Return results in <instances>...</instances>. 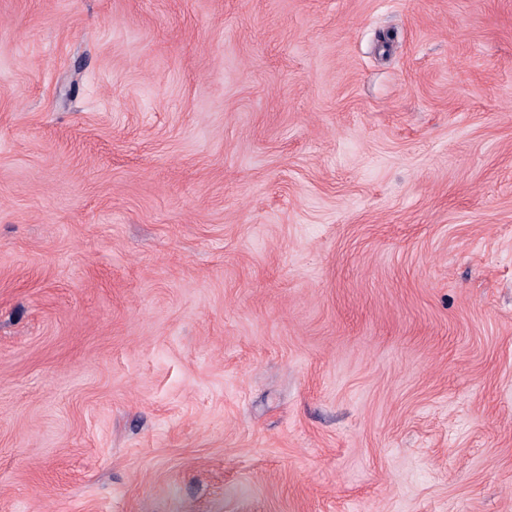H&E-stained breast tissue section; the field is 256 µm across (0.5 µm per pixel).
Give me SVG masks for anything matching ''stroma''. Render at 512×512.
<instances>
[{
    "label": "stroma",
    "instance_id": "35a3bbf8",
    "mask_svg": "<svg viewBox=\"0 0 512 512\" xmlns=\"http://www.w3.org/2000/svg\"><path fill=\"white\" fill-rule=\"evenodd\" d=\"M0 512H512V0H0Z\"/></svg>",
    "mask_w": 512,
    "mask_h": 512
}]
</instances>
